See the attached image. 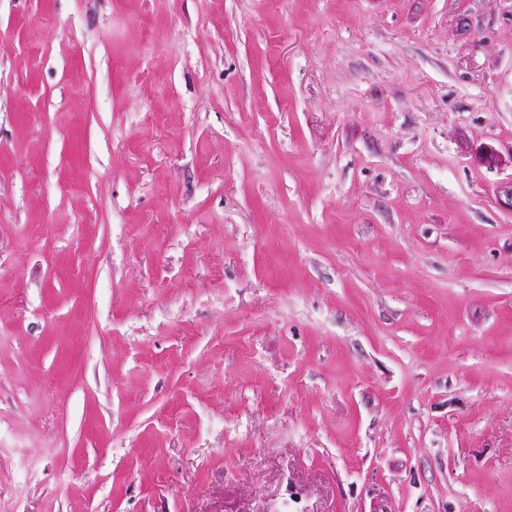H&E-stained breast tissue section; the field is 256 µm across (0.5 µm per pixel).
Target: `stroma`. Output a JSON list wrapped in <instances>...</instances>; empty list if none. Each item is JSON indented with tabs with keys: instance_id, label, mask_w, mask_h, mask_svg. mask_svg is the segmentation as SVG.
<instances>
[{
	"instance_id": "obj_1",
	"label": "stroma",
	"mask_w": 512,
	"mask_h": 512,
	"mask_svg": "<svg viewBox=\"0 0 512 512\" xmlns=\"http://www.w3.org/2000/svg\"><path fill=\"white\" fill-rule=\"evenodd\" d=\"M511 181L512 0H0V512H512Z\"/></svg>"
}]
</instances>
